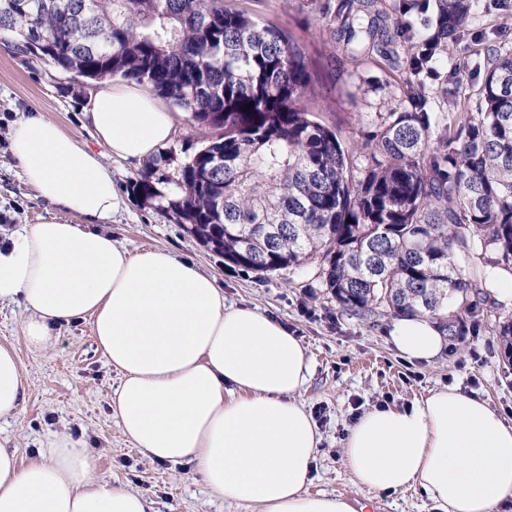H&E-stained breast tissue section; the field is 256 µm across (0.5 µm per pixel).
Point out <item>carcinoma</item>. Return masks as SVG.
<instances>
[{"mask_svg": "<svg viewBox=\"0 0 512 512\" xmlns=\"http://www.w3.org/2000/svg\"><path fill=\"white\" fill-rule=\"evenodd\" d=\"M331 34L382 54L414 26L378 0H340ZM407 47L409 106L377 117L358 153L302 106L316 65L284 29L227 0H0V35L82 83L146 86L205 130L200 146L148 161L128 191L261 273L318 268L327 298L358 318L426 314L445 336L480 317L483 289L512 279V50H484L478 111L448 71V111L426 80L484 0H434ZM253 103L251 108L246 104Z\"/></svg>", "mask_w": 512, "mask_h": 512, "instance_id": "carcinoma-1", "label": "carcinoma"}]
</instances>
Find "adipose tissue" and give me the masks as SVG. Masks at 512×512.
I'll return each mask as SVG.
<instances>
[{
	"label": "adipose tissue",
	"instance_id": "obj_1",
	"mask_svg": "<svg viewBox=\"0 0 512 512\" xmlns=\"http://www.w3.org/2000/svg\"><path fill=\"white\" fill-rule=\"evenodd\" d=\"M86 119L101 152L39 115L18 121L12 136L27 183L81 218L27 226L0 245V302L24 301L29 349H51L53 326L90 319L119 374L110 411L133 448L193 466L245 512H355L307 490L320 438L299 399L310 372L299 338L266 312L226 305L217 279L193 260L160 248L129 253L95 227L118 203L106 157L154 156L173 138L174 114L145 87L108 83ZM389 339L410 362L431 361L445 344L426 315L395 320ZM28 392L15 351L0 345V418L16 416ZM343 454L361 488L418 487L436 512H499L512 500V422L453 385L366 411ZM148 510L139 493L98 480L70 435L24 462L0 446V512Z\"/></svg>",
	"mask_w": 512,
	"mask_h": 512
}]
</instances>
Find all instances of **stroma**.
Instances as JSON below:
<instances>
[{
	"label": "stroma",
	"mask_w": 512,
	"mask_h": 512,
	"mask_svg": "<svg viewBox=\"0 0 512 512\" xmlns=\"http://www.w3.org/2000/svg\"><path fill=\"white\" fill-rule=\"evenodd\" d=\"M259 22L287 28L324 70L308 106L317 120L339 131L349 149L360 147L376 128L378 114L406 107L404 72L382 58L354 57L328 31L331 0H236ZM469 34L455 47L452 63H464V81L479 82L478 50L486 45L512 48V10L493 6L472 18ZM95 85L74 91L69 75L19 54L13 39L0 37V242L21 226L50 219L79 223V216L39 198L25 181L11 151L15 124L29 112L54 121L77 142L97 149L84 118ZM120 204L102 225L129 251L162 248L193 259L216 276L229 305L272 314L300 338L311 360V375L300 398L320 435L310 492L341 495L364 512H433L420 490L373 493L357 486L347 470L342 444L349 427L366 410L407 406L431 391L454 384L486 399L512 421V360L495 332L512 315V298L486 288L484 312L476 329L451 336L430 363H407L387 340L390 316L359 319L341 312L324 296L315 266L296 272L261 274L225 265L222 255L191 237L184 225L143 204L127 189L143 165L112 160ZM24 306L0 303V344L12 347L30 391L16 417L0 419V445L27 459L50 437L67 433L83 442L94 460L97 479L120 483L152 501L156 512H238L224 504L189 465L153 461L124 440L110 415L109 399L118 376L106 365L82 319L53 327L49 351L29 350Z\"/></svg>",
	"instance_id": "obj_1"
}]
</instances>
